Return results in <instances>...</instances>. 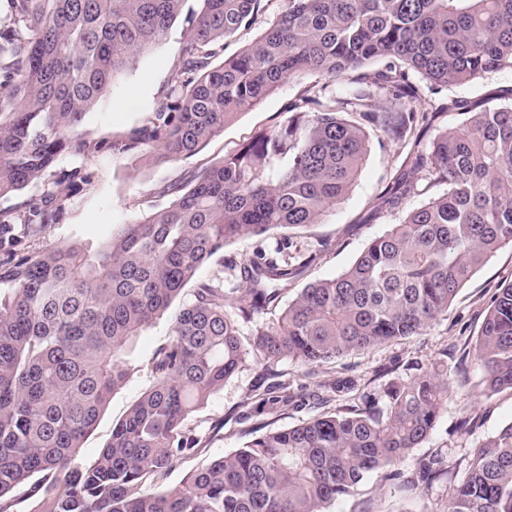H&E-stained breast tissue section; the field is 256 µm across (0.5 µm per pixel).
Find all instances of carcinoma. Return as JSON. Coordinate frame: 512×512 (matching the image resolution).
Here are the masks:
<instances>
[{
    "label": "carcinoma",
    "mask_w": 512,
    "mask_h": 512,
    "mask_svg": "<svg viewBox=\"0 0 512 512\" xmlns=\"http://www.w3.org/2000/svg\"><path fill=\"white\" fill-rule=\"evenodd\" d=\"M185 2L9 0L0 29V196L51 181L21 210L0 211V284L9 286L0 295V512H14L21 489L36 500L34 512H326L371 473L408 488L427 487L442 472L437 456L406 479L398 469L448 402V371L436 364L363 396L356 412L261 435L252 426L243 447L182 485L145 487L198 446L187 419L243 365L239 324L277 299L272 284L305 267L295 231L321 223L349 192L367 150L363 123L401 148L416 146L442 116L417 110L423 89L512 70V0H288L285 13L231 56L225 40L257 19L264 0H197L149 122L95 147H145L177 161L296 74L333 81L377 63L373 76L353 80L348 104L359 120L322 95L306 96L288 107L299 117L255 132L172 187L167 207L108 241L31 251L61 221L73 190L92 183L82 166L56 169L63 154L89 150L77 133L83 116L163 38ZM375 92L384 100L377 111L368 104ZM421 180L446 189L256 329L252 349L275 382L241 421L292 401L277 380L281 361L314 368L422 334L512 244V102H489L436 135L383 204L399 208ZM274 231L275 246L257 247L233 287L196 283L154 358L153 386L84 463L83 440L127 377L134 337L168 312L213 255ZM473 353L486 390H512V283L494 295ZM444 512H512V422L456 469Z\"/></svg>",
    "instance_id": "carcinoma-1"
}]
</instances>
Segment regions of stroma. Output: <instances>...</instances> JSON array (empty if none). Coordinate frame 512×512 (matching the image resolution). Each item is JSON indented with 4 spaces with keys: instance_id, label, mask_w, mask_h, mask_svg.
Instances as JSON below:
<instances>
[{
    "instance_id": "1",
    "label": "stroma",
    "mask_w": 512,
    "mask_h": 512,
    "mask_svg": "<svg viewBox=\"0 0 512 512\" xmlns=\"http://www.w3.org/2000/svg\"><path fill=\"white\" fill-rule=\"evenodd\" d=\"M185 29V20H177L154 48L138 58L130 72L116 79L108 96L85 114L78 128L83 139L91 144L103 139L121 140L146 125L178 59ZM348 84V78L331 82L313 72L286 80L257 108L225 126L223 135L203 145L194 155L175 162L157 161L146 149L122 153L104 149L85 155H63L59 167H85L92 173L93 181L72 194L62 221L52 225L45 238L34 242L33 250L107 240L122 225L168 206L173 199L169 185L188 181L197 171L221 161L225 153L237 149L256 130H272L287 124L288 106L301 96L324 91L327 99L336 100L337 111H345L343 90ZM490 100H512V71L493 72L437 93L424 91L418 108L432 112L447 106V114L433 126L439 132L455 128L462 111H479ZM366 132L368 151L357 179L323 223L302 230L300 242L309 265L288 282L279 284V297L261 315V322L275 320L309 283L342 274L372 239L391 225L401 223L409 210L442 193V186L423 180L418 184L417 194L404 205L386 208L383 198L395 178L408 170L409 158L379 128L370 125ZM510 283L512 247L505 246L460 289L447 317L433 323L422 335L354 352L318 368L311 369L292 360L280 362L277 369L294 402L283 409L265 411L256 416V423L278 430L326 411L361 408L362 394L379 392L392 381L408 380L437 362L448 368L451 396L433 430L412 457L417 460L442 454L453 463L469 456L484 440L512 422V391L486 392L484 372L471 351L494 294ZM170 328L171 318L166 315L136 336L124 383L112 393L83 441L84 462L97 457L110 440L113 426L153 385L152 361L159 348L168 342ZM349 379L355 381V388H344V381ZM268 384L261 362L248 357L245 366L225 382L223 389L188 419V427L199 439L198 448L178 459L163 476L149 477L148 485L158 490L177 487L189 474L242 447L246 427L240 423L238 414L246 410L249 398L262 393ZM448 489V483L439 480L426 488L405 491L396 482L373 475L360 485L354 497L337 501L329 512H443Z\"/></svg>"
}]
</instances>
